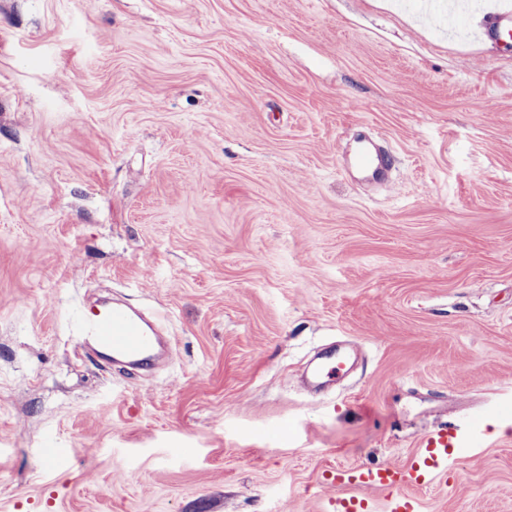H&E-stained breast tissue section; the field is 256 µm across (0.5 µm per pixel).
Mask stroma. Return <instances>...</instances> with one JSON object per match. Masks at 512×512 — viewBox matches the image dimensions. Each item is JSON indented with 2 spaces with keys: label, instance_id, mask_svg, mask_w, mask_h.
I'll use <instances>...</instances> for the list:
<instances>
[{
  "label": "stroma",
  "instance_id": "35a3bbf8",
  "mask_svg": "<svg viewBox=\"0 0 512 512\" xmlns=\"http://www.w3.org/2000/svg\"><path fill=\"white\" fill-rule=\"evenodd\" d=\"M503 6L0 0V512H332L444 424L486 446L421 512H512ZM107 293L170 340L152 374L80 357ZM512 14L511 10H499L488 15L484 26L483 34L485 37H495L496 39L512 38Z\"/></svg>",
  "mask_w": 512,
  "mask_h": 512
}]
</instances>
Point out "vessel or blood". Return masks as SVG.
I'll return each mask as SVG.
<instances>
[{"instance_id": "obj_1", "label": "vessel or blood", "mask_w": 512, "mask_h": 512, "mask_svg": "<svg viewBox=\"0 0 512 512\" xmlns=\"http://www.w3.org/2000/svg\"><path fill=\"white\" fill-rule=\"evenodd\" d=\"M484 36L512 38V12L499 10L488 15ZM81 335L92 339L94 355L103 361L120 356L147 367L157 346L154 331L141 314L121 307L84 306L78 323ZM458 433L441 426L424 437L420 448L403 464L379 467L337 469L334 480L338 486L357 485L391 491L386 512H420L415 489L446 478L450 450L461 447Z\"/></svg>"}]
</instances>
